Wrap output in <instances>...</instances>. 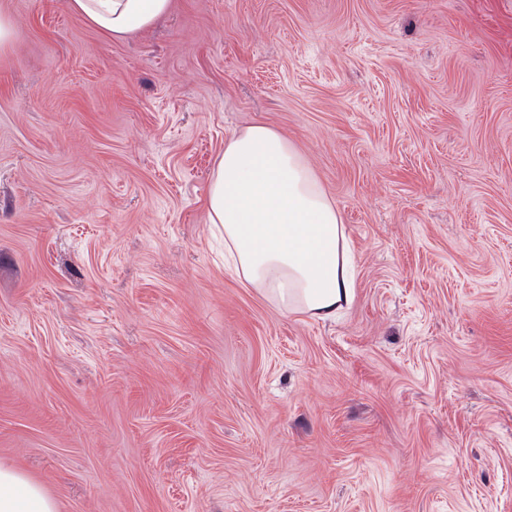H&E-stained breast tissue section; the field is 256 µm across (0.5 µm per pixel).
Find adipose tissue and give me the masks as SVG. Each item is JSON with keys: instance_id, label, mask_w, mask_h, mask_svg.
Wrapping results in <instances>:
<instances>
[{"instance_id": "1", "label": "adipose tissue", "mask_w": 512, "mask_h": 512, "mask_svg": "<svg viewBox=\"0 0 512 512\" xmlns=\"http://www.w3.org/2000/svg\"><path fill=\"white\" fill-rule=\"evenodd\" d=\"M91 27L116 38L145 30L170 0H70ZM224 257L247 287L284 312L335 318L354 297V262L339 213L298 149L254 124L224 142L205 201ZM0 512H58L40 483L0 464Z\"/></svg>"}]
</instances>
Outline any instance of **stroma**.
<instances>
[{
  "instance_id": "stroma-1",
  "label": "stroma",
  "mask_w": 512,
  "mask_h": 512,
  "mask_svg": "<svg viewBox=\"0 0 512 512\" xmlns=\"http://www.w3.org/2000/svg\"><path fill=\"white\" fill-rule=\"evenodd\" d=\"M1 5V461L59 512H512V0ZM252 123L346 228L336 320L212 234ZM170 1L70 0V6L91 27L122 38L151 27L169 11Z\"/></svg>"
}]
</instances>
